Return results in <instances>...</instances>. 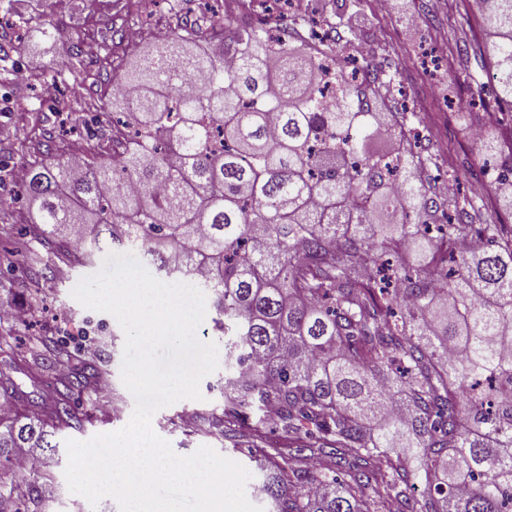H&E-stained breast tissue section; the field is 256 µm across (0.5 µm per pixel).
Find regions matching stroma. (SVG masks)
<instances>
[{
	"label": "stroma",
	"mask_w": 512,
	"mask_h": 512,
	"mask_svg": "<svg viewBox=\"0 0 512 512\" xmlns=\"http://www.w3.org/2000/svg\"><path fill=\"white\" fill-rule=\"evenodd\" d=\"M21 18L20 33L0 28V196L14 203L0 210V225L13 227L0 238V298L24 305L30 272L15 263L18 252L40 254L39 288L45 309L27 323L0 324V372L16 389V409L41 405L46 382L30 369L34 355L46 354L51 340L62 337L71 346L94 345L91 356L110 382L111 407L98 410L82 397L73 409L80 427L68 428L58 442L87 440L122 428L129 421L134 399L121 380L125 336L108 313L85 309L73 297L78 283L97 272L102 256L81 264H62L49 245L29 233L35 208L24 193L26 173L46 155L65 156L75 137L111 146L112 76L118 65L140 56L144 47L160 43L170 30L183 26L208 31L210 20L202 0H68L58 10L53 0H0V18ZM265 23L290 28L296 40L309 30H327L341 42L361 41L370 47L365 62L380 76H393L394 87L382 101L386 112H407L418 122L420 151L428 165L421 179L429 193H440L438 181L451 175L462 186L477 180L485 165L500 166L512 146L501 133L512 130V117L501 126H486L485 111L494 100L488 92V71L476 54L484 25L468 12L464 0H395L393 10L378 13L373 0H326L324 12L309 18L271 7L262 12ZM141 25L139 46L126 47L116 30ZM97 43L99 52L82 51L84 42ZM72 69L54 78L56 63ZM224 372L216 370L200 384L201 399H184L158 410L152 418L155 433L181 456L200 446L241 463L251 483L263 478L247 446H233L210 428L213 409L224 403ZM66 449L43 456L36 471L48 490L44 512H119L106 497L90 506L68 489L64 469Z\"/></svg>",
	"instance_id": "obj_1"
}]
</instances>
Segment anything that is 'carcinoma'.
I'll list each match as a JSON object with an SVG mask.
<instances>
[{
    "label": "carcinoma",
    "mask_w": 512,
    "mask_h": 512,
    "mask_svg": "<svg viewBox=\"0 0 512 512\" xmlns=\"http://www.w3.org/2000/svg\"><path fill=\"white\" fill-rule=\"evenodd\" d=\"M477 16L490 90L512 107V0H477ZM216 38L175 28L117 77L119 166L31 169L30 232L58 237L67 262L142 240L169 274L204 266L228 370L210 425L253 443L276 512H512V225L474 229L467 198L430 224L443 203L415 177L425 159L391 169L369 153L380 129L403 136L406 117L359 111L384 82L333 43L272 51L243 25ZM230 47L242 55L227 68ZM321 53L344 83L332 112ZM355 196L371 207L339 214ZM474 230L483 245L462 248ZM450 255L447 287H431ZM71 358H32L63 387L42 413H0V502L13 512L42 493L35 472L14 477L16 450H56L55 431L77 421L69 393L97 378Z\"/></svg>",
    "instance_id": "1"
}]
</instances>
